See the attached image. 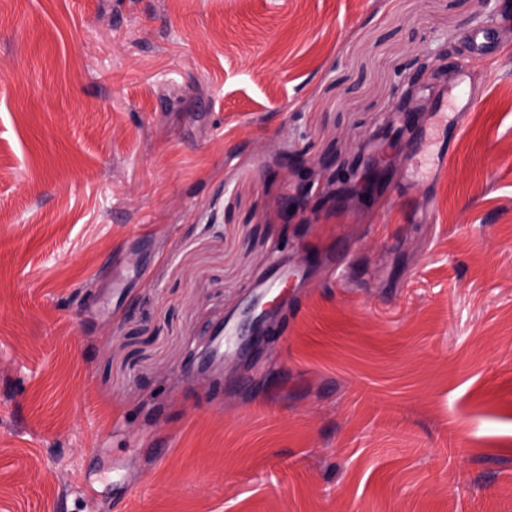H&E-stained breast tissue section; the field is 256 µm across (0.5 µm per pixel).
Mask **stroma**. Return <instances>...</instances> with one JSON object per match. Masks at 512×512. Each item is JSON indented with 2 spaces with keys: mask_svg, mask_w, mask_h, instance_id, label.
<instances>
[{
  "mask_svg": "<svg viewBox=\"0 0 512 512\" xmlns=\"http://www.w3.org/2000/svg\"><path fill=\"white\" fill-rule=\"evenodd\" d=\"M463 68L446 162L424 94ZM345 153L335 201L288 206ZM279 262L287 339L215 373ZM62 496L512 512V0H0V512ZM446 60L445 55L441 53L421 57L420 65L407 77L408 83L439 75L446 68Z\"/></svg>",
  "mask_w": 512,
  "mask_h": 512,
  "instance_id": "obj_1",
  "label": "stroma"
}]
</instances>
